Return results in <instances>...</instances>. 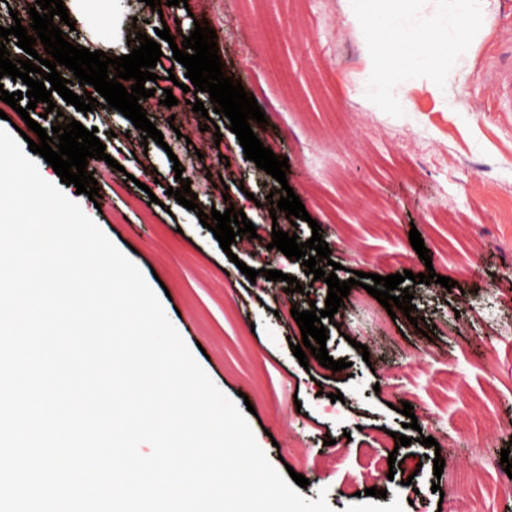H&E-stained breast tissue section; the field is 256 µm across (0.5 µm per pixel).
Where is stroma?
I'll use <instances>...</instances> for the list:
<instances>
[{
  "mask_svg": "<svg viewBox=\"0 0 512 512\" xmlns=\"http://www.w3.org/2000/svg\"><path fill=\"white\" fill-rule=\"evenodd\" d=\"M491 22L464 54L449 59L439 88L420 80L390 85L379 94L371 58L348 19L344 0H209L204 17L217 35L226 74L253 94L268 120L252 129L265 147L287 158L289 186L310 218L290 223L271 217L263 200L279 182L246 160L229 129L214 115L215 130L167 155L164 145L142 144L132 122L120 112L111 121L89 119L108 144L116 167L97 172L107 186L92 202L74 186L64 189L140 269L164 311L196 360L229 398L245 391L255 413L248 423L277 470L297 466L309 485V500L326 496L332 512H438L440 494L450 491L447 474L484 482L475 463H499L512 446V431L495 417H512V112L498 111L492 70L512 47V0H487ZM108 14L82 8L74 45L94 42L114 56L128 54L130 26L155 37L153 25L135 20L122 0H109ZM229 160L217 165L218 156ZM190 171L198 210L179 205L167 188L178 187L174 163ZM218 168L228 187L221 196L207 188L206 174ZM244 211L258 237L249 251L230 262L199 212ZM320 225L339 280L351 271L388 276L390 256L405 254L407 270L426 268L451 278L452 288L410 284L414 326L404 314L388 320L400 341L379 330L386 309L363 307L361 286H352L328 326L326 348L349 368L333 373L316 358L300 365L291 351L301 331L288 310L324 308L325 282L311 280L302 262L272 249L273 229L297 233L300 241ZM418 230L429 260H420L410 240ZM257 269L246 285L242 267ZM296 277L301 291L269 281L261 269ZM460 320V336L441 334L440 323ZM494 367L481 361L485 351ZM420 368L411 372L410 359ZM457 382L447 400L434 395L444 379ZM396 390L397 399L387 397ZM343 403L328 411L329 394ZM411 403L419 426L433 422L460 434L458 455L445 459L436 479L434 448L418 443L398 413ZM404 432L412 443L399 447L386 497L356 496L353 481L367 466L363 448L370 431ZM333 456L324 459V440Z\"/></svg>",
  "mask_w": 512,
  "mask_h": 512,
  "instance_id": "stroma-1",
  "label": "stroma"
}]
</instances>
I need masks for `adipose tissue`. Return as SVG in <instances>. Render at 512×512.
Wrapping results in <instances>:
<instances>
[{"instance_id":"ef3b65f1","label":"adipose tissue","mask_w":512,"mask_h":512,"mask_svg":"<svg viewBox=\"0 0 512 512\" xmlns=\"http://www.w3.org/2000/svg\"><path fill=\"white\" fill-rule=\"evenodd\" d=\"M411 0H347L349 18L372 47L373 76L380 86L389 80L403 84L425 78L439 85L449 58L465 50L464 35L486 23L485 0H456L459 38L449 39L446 24L431 16L415 27L403 28L396 20L408 12Z\"/></svg>"}]
</instances>
